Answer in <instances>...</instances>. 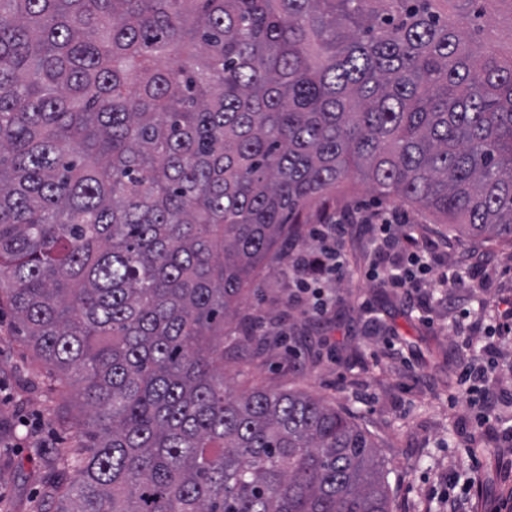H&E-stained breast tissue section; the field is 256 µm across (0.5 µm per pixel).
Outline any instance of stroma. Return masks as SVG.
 <instances>
[{
	"mask_svg": "<svg viewBox=\"0 0 512 512\" xmlns=\"http://www.w3.org/2000/svg\"><path fill=\"white\" fill-rule=\"evenodd\" d=\"M368 184L356 182L320 199L310 223L325 212L372 211L389 207ZM420 238L447 240L449 259L483 256L496 268L494 297H512V250L502 245L446 239L440 225L419 217ZM367 225L350 224L344 238L346 272L336 285L339 301L328 327L316 331L303 305L289 301L292 291L276 264L261 269L243 303L242 337L249 341L247 379L225 363L224 379L234 390L244 386L307 391L348 414L379 444L388 473L391 512H443L428 501L434 481L456 476L459 512H492L512 495V453L499 451L498 435L512 425V407H503L475 447H466V406L449 405L461 364L475 349L452 350L444 330L448 316L431 301L433 325L416 305L377 283L366 281L369 262ZM371 310L363 312L361 301ZM394 348H386V337ZM78 381L65 393L51 390L40 362L20 336L9 306L0 307V417L12 432L0 439V512H53L58 494L56 459L73 444L72 423L82 415ZM481 467L471 472V458Z\"/></svg>",
	"mask_w": 512,
	"mask_h": 512,
	"instance_id": "obj_1",
	"label": "stroma"
}]
</instances>
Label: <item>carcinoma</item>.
<instances>
[{
    "mask_svg": "<svg viewBox=\"0 0 512 512\" xmlns=\"http://www.w3.org/2000/svg\"><path fill=\"white\" fill-rule=\"evenodd\" d=\"M512 0H0V298L89 421L56 512H390L373 436L224 385V328L350 181L512 246ZM491 17L485 27L482 43L492 45L501 52H507L512 42V23L506 6L497 5L490 10Z\"/></svg>",
    "mask_w": 512,
    "mask_h": 512,
    "instance_id": "carcinoma-1",
    "label": "carcinoma"
}]
</instances>
